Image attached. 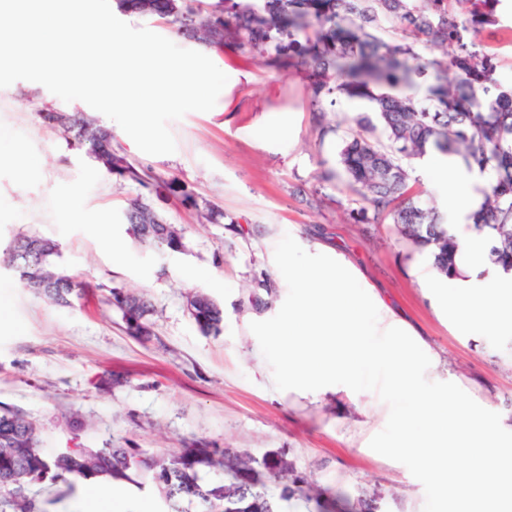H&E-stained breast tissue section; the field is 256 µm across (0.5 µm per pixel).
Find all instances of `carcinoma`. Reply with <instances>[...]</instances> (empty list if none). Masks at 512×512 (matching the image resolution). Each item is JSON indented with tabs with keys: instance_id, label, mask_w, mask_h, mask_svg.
I'll return each instance as SVG.
<instances>
[{
	"instance_id": "obj_1",
	"label": "carcinoma",
	"mask_w": 512,
	"mask_h": 512,
	"mask_svg": "<svg viewBox=\"0 0 512 512\" xmlns=\"http://www.w3.org/2000/svg\"><path fill=\"white\" fill-rule=\"evenodd\" d=\"M501 0H115L124 14H154L177 33L209 46L258 55L270 66L303 68L317 78L310 101L320 141L344 133L338 166L318 180L344 181L359 207L358 224L391 220L406 242L428 251L432 266L446 276L455 266L458 244L435 206L409 191L412 164L432 151L454 156L467 170L486 177L483 201L469 216L488 246L489 259L512 270V87L494 78L492 59L481 50L480 31L497 22ZM441 50L424 54L419 45ZM340 97L365 100L371 113L334 120ZM46 125L68 145L85 153L103 172L136 191L123 213L142 245L172 252L186 250L183 229L167 223L151 200L159 186L211 224L224 213L177 178H162L143 162L131 160L113 144L112 131L78 114L62 121L59 112H41ZM227 230L249 241L259 226L232 221ZM58 245L20 235L3 250L0 264L57 305L86 298L105 284L61 275L53 264ZM105 302L120 315L126 333L155 335V309L144 295L109 287ZM189 314L204 334L217 333L222 309L204 294H187ZM195 440L183 453L163 458L137 448L41 447L35 423L22 411L0 407V512H39L30 493L35 483L72 475L128 480L145 476L171 512L182 503L202 512H279L295 497L331 512L306 474L283 459L258 460L247 452L201 448ZM204 469L224 471V480L207 481ZM347 512H377L376 500L360 491L344 498Z\"/></svg>"
}]
</instances>
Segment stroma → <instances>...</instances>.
I'll return each mask as SVG.
<instances>
[{
  "label": "stroma",
  "instance_id": "1",
  "mask_svg": "<svg viewBox=\"0 0 512 512\" xmlns=\"http://www.w3.org/2000/svg\"><path fill=\"white\" fill-rule=\"evenodd\" d=\"M481 34L501 85H512V9ZM228 82L215 107L170 122L177 150L148 155L115 143L128 157L177 177L226 217L260 226L250 241L232 240L220 224H200L168 191L153 199L171 224L186 229L183 253L140 246L123 222L135 192L108 177L86 155L44 126L39 113L81 112L101 120L86 103L64 102L26 80L0 89V243L20 234L60 246L57 264L69 274L145 294L154 304L157 339L127 335L98 297L60 307L44 301L14 273L0 267V405L36 421L45 448L130 444L151 455H173L184 440L203 439L257 458L287 457L323 488L362 489L381 512H423L425 491L406 466L369 446L388 418L376 393L332 395L313 402L277 390L269 365H258L259 343L249 325L272 318L288 287L277 281L267 309L243 311L239 302L255 282L273 278L274 249L283 235L311 228L338 244L363 279L421 332L428 353L451 363L462 389L484 408L512 419V335L457 332L435 309L431 282L438 275L426 252L397 235L392 224H357L339 183L319 185L321 169L336 166L339 138L320 141L310 101L313 87L300 69L268 66L229 48L217 51ZM295 127L279 138L282 119ZM412 185L423 201L457 223L448 182L425 161L413 165ZM106 225L105 246L90 231ZM224 262H213L216 251ZM224 307L220 335H204L186 307L190 292ZM124 378L103 392V373ZM42 512H165L150 484L131 495L93 496L83 478L43 483Z\"/></svg>",
  "mask_w": 512,
  "mask_h": 512
}]
</instances>
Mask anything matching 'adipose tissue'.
Listing matches in <instances>:
<instances>
[{"label":"adipose tissue","instance_id":"obj_1","mask_svg":"<svg viewBox=\"0 0 512 512\" xmlns=\"http://www.w3.org/2000/svg\"><path fill=\"white\" fill-rule=\"evenodd\" d=\"M461 249L439 306L463 331L481 324L486 334L512 332V271L490 265L485 243L468 222L453 225ZM483 281L484 293L474 292L471 284Z\"/></svg>","mask_w":512,"mask_h":512}]
</instances>
